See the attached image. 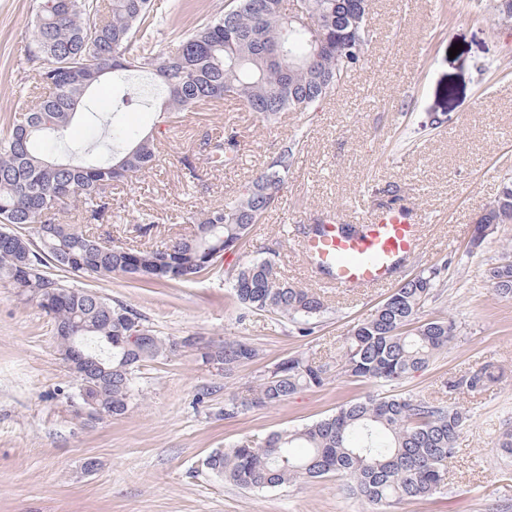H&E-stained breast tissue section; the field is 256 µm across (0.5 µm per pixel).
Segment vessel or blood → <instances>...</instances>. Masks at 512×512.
<instances>
[{
	"mask_svg": "<svg viewBox=\"0 0 512 512\" xmlns=\"http://www.w3.org/2000/svg\"><path fill=\"white\" fill-rule=\"evenodd\" d=\"M422 232L418 210L404 204L364 210L352 219L333 212L319 231L299 229V253L328 287L374 288L405 271Z\"/></svg>",
	"mask_w": 512,
	"mask_h": 512,
	"instance_id": "b4317fda",
	"label": "vessel or blood"
}]
</instances>
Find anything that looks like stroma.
<instances>
[{
	"mask_svg": "<svg viewBox=\"0 0 512 512\" xmlns=\"http://www.w3.org/2000/svg\"><path fill=\"white\" fill-rule=\"evenodd\" d=\"M190 2L195 9L185 19L159 27L158 48L224 8V0ZM33 6L34 0H0V134L4 117L29 93ZM370 27L366 64L312 112L266 120L227 99L182 113L165 127L160 97L117 112L111 78L88 92L64 150L79 156L104 150L110 128L154 135L161 147L157 166L113 189L111 216L94 228L104 240L122 236L152 245L188 233L192 216L237 197L285 142L295 136L301 142L281 204L209 275L168 288H143L122 275L71 277L75 288L128 304L175 343L141 369L140 397L121 417H92L80 408L50 318L0 284V512H374L346 495L335 476L249 492L203 462L215 449L310 423L368 393V386L334 376L281 404L224 416L225 397L245 395L277 360L302 354L336 366L342 336L392 290L388 284L361 292L322 289L329 310L304 336L275 316L243 314L229 299L225 271L266 252L288 281L313 287L293 239L295 225L318 223L336 209L356 213L397 201L414 204L425 225L409 274L441 270L423 315L450 316L458 332L447 354L383 392L440 398L469 419L445 490L388 512H512V463L495 446L512 426V301L498 298L483 278L503 247L512 246V224L499 225L480 249L467 248L484 208L512 185V23L475 18L469 0H374ZM455 44L462 50L453 56ZM228 126L239 132L236 163L212 166L207 142ZM186 156L197 179L183 175ZM145 217L155 227L144 238L138 227ZM186 336L214 347L243 339L258 355L227 378L201 352L180 347ZM487 361L500 365L504 377L486 392L441 391L442 381ZM91 460L96 467L89 471Z\"/></svg>",
	"mask_w": 512,
	"mask_h": 512,
	"instance_id": "stroma-1",
	"label": "stroma"
}]
</instances>
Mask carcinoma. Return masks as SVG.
<instances>
[{
	"label": "carcinoma",
	"mask_w": 512,
	"mask_h": 512,
	"mask_svg": "<svg viewBox=\"0 0 512 512\" xmlns=\"http://www.w3.org/2000/svg\"><path fill=\"white\" fill-rule=\"evenodd\" d=\"M339 0H301L312 26L289 19L284 0H233L206 23L183 32L170 50L155 49L158 23L151 0H112L107 14L97 0H35L29 57L44 93L8 118L0 136V281L32 299L53 321L60 355L79 349L102 368L89 383L101 415H125L138 390L141 367L164 357L166 339L147 327L127 304L69 285L66 275L100 278L121 274L145 285L189 283L236 250L253 225L281 199L299 141L284 143L269 170L235 199L193 219L190 234L169 244L143 247L100 242L91 225L108 218L107 190L156 161L157 144L143 136L108 157L51 159L35 143L62 142L79 104L102 78L121 83L118 107L142 101L130 74L153 77L165 95L159 112L167 125L177 114L227 98L270 119L282 112H311L362 67L372 41L369 0L342 9ZM476 14L512 21V0H472ZM237 132L209 143V159L235 162ZM80 207L86 224L60 218L67 202ZM512 212L506 186L477 221L470 247L496 232ZM496 296L512 299V248L484 271ZM232 297L248 313L272 314L310 326L327 312L317 292L289 283L275 260L256 256L234 269ZM440 286L432 268L401 283L366 318L355 323L340 347L338 373L368 384H393L426 369L457 335L450 317L422 320L419 313ZM151 339L131 344L136 327ZM224 377L257 357L249 342L228 339L217 351ZM329 369L303 355L273 363L244 398L230 396L224 418L280 404L304 387L321 386ZM502 369L484 362L441 389L479 393L497 383ZM468 420L466 412L425 396L368 394L301 427L249 436L212 452L204 466L241 489L260 492L296 480L336 475L343 489L380 508L430 497L445 486L448 463Z\"/></svg>",
	"instance_id": "cac0c4a2"
}]
</instances>
